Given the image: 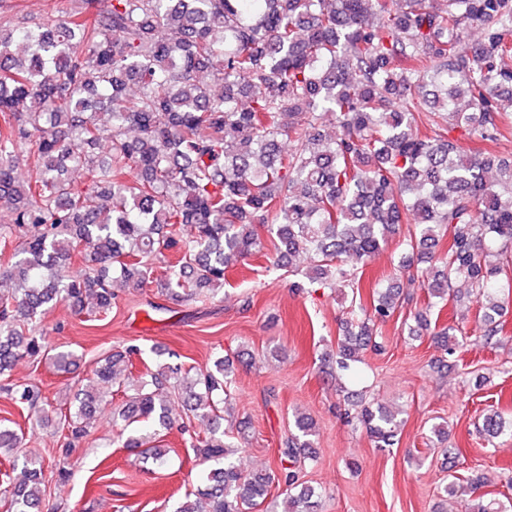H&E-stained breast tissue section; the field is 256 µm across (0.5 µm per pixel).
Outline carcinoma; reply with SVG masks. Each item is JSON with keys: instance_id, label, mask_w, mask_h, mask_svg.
I'll return each mask as SVG.
<instances>
[{"instance_id": "1", "label": "carcinoma", "mask_w": 512, "mask_h": 512, "mask_svg": "<svg viewBox=\"0 0 512 512\" xmlns=\"http://www.w3.org/2000/svg\"><path fill=\"white\" fill-rule=\"evenodd\" d=\"M90 4L37 31L0 25V208L12 224L0 230V392L26 418L46 396L12 369L50 350L38 325L56 305L100 317L117 282L197 296L224 287L228 269L267 243L280 262L308 259L309 279L348 286L410 214L416 231L398 259L407 287L426 291L425 311L439 314L464 281L484 336L499 333L497 292L512 290V159L468 155L448 127L501 135L512 0H106L89 18ZM475 24L484 36L466 49ZM329 118L336 132L323 140ZM103 141L105 162L95 153ZM70 166L84 190L63 178ZM408 299L389 285L372 291L369 309H351L336 369L360 362L375 323ZM137 354L99 358L95 385L60 422L65 449L87 437L109 394L130 391L119 434L134 431L126 447L162 464L158 428L175 398L204 480L174 512H271L280 482L282 512H319L321 493L292 469L314 459L309 418L296 417L278 470L245 473L223 427L230 362L159 364L128 387ZM353 419L376 447L395 445L394 412L360 404ZM21 443L0 426V508L40 512L47 472L63 476L68 460L20 455Z\"/></svg>"}]
</instances>
